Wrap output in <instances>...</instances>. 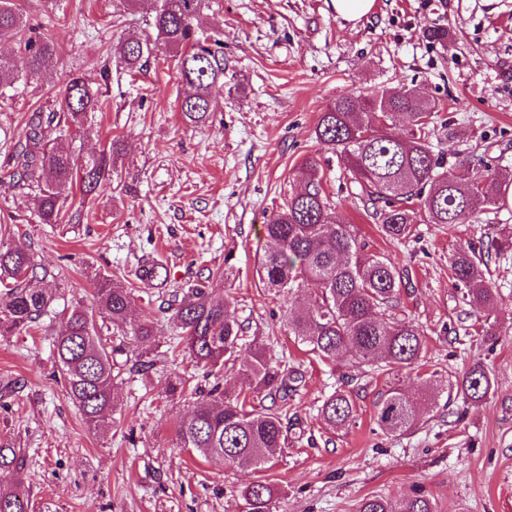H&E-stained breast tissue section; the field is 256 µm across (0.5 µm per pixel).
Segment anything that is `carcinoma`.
Returning <instances> with one entry per match:
<instances>
[{
  "mask_svg": "<svg viewBox=\"0 0 512 512\" xmlns=\"http://www.w3.org/2000/svg\"><path fill=\"white\" fill-rule=\"evenodd\" d=\"M152 13L156 40L174 53L180 81L189 92L180 102L183 117L206 122L220 107L215 90L224 85V51L198 35L193 21L205 0H124ZM25 25L13 0H0V41L22 34ZM26 67L42 73L54 66L50 42L25 41ZM129 68L142 65L151 54L149 39L129 38L121 45ZM19 80L12 58L0 54V90ZM98 90L83 78L72 76L61 92L59 111L37 113L24 133L25 143L15 157L10 180L18 186L39 189L41 223L57 224L63 217L66 192L77 185L83 197L99 193L109 174L110 147L89 153L78 161L50 148L61 126L76 127L88 112L102 110ZM403 114L409 118L406 134L391 131L389 121ZM432 109L412 90L382 89L363 98L336 97L321 113L316 139L338 153L352 181L375 209L377 230L386 238L402 241L414 231L417 218L427 224H468L480 203L496 207L505 201L512 174H488L461 162L450 168L427 142ZM302 188L288 197L283 209L267 219L264 229L272 247L258 261L257 273L265 288L283 291L314 288L313 311L299 309L288 317V331L324 362L347 357L361 367L383 371L410 368L425 349L421 329L413 321L390 313L400 303L408 283L387 258L365 253L366 244L354 225L340 219L326 200L317 163L305 159L299 167ZM453 278L464 286L463 300L473 309H484L493 300L475 250L462 247L451 260ZM137 277L153 283L166 281L163 264L152 258L141 262ZM0 279L10 285L0 292V334L20 335L47 315L52 299L41 287L36 267L22 248L0 243ZM93 295L100 317L116 328L130 326L139 351L140 367L152 366L150 355L158 347L155 325L139 323L131 314L128 289L112 279L94 283ZM166 311L179 329L178 344L195 366L221 370L240 362L239 373L248 390L231 393L220 384L198 392L190 416L179 421L177 446L187 448L216 465L248 464L262 471L285 444L282 416L288 398L296 391L298 373L271 365L263 344H251L241 355L243 327L227 311L224 299L213 294V283L204 280L171 295ZM53 351L66 382L68 398L79 408L91 430L102 426L112 408L114 379L112 353L97 334L94 315L76 306L53 339ZM492 388L489 373L473 364L455 384L464 401H479ZM265 393L268 405H254L249 392ZM352 396L338 390L325 399L321 414L330 426L345 425L352 418ZM420 399L392 387L376 403V423L385 435H403L421 421ZM23 457L15 448L0 447V469L21 471ZM275 490L257 480L241 491L248 512H271ZM29 500L21 486L0 487V512H28ZM358 512H433L421 494L390 502L377 496L362 500Z\"/></svg>",
  "mask_w": 512,
  "mask_h": 512,
  "instance_id": "obj_1",
  "label": "carcinoma"
}]
</instances>
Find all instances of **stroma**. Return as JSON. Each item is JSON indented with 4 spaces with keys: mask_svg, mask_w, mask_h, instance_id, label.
<instances>
[{
    "mask_svg": "<svg viewBox=\"0 0 512 512\" xmlns=\"http://www.w3.org/2000/svg\"><path fill=\"white\" fill-rule=\"evenodd\" d=\"M25 36L54 42L58 64L29 75L23 43H0L20 67L0 96V226L5 243L27 250L53 301L38 329L0 335V446L19 449L22 471L0 470V485L23 482L31 512H243L241 490L256 480L278 489L272 512H357L363 498L426 495L434 512H512V251L483 272L494 302L474 310L462 299L450 262L465 246L512 235V205L478 213L469 224H418L402 242L383 238L372 205L339 155L314 129L337 96L382 88L414 90L434 108L428 143L446 165L466 160L492 172L512 170V0H375L357 22L332 0H208L198 26L224 50L220 110L185 122L186 89L173 53L157 45L146 67H125L121 37H153L151 16L119 0H15ZM448 30L445 44L424 36ZM109 79H102L101 71ZM98 88L102 111L56 141L83 158L120 140L122 150L99 197L72 193L58 224L40 223L36 191L14 186L10 158L32 113L58 109L74 75ZM315 159L326 196L367 244L391 259L411 286L399 310L425 334L420 370L372 372L348 360L325 363L288 333L291 308L313 291L264 288L257 262L268 249L264 224ZM170 271L164 284L136 276L142 256ZM231 267L216 291L274 360L302 381L283 420L287 440L263 471L211 465L177 447L176 425L193 409L190 392L169 395V380L193 370L173 354L177 332L161 307L173 291ZM106 276L131 290L136 319L162 330L153 365L135 369L131 335L98 322L112 351L114 403L103 427L88 429L66 395L52 341L75 306L90 307L93 282ZM489 372L491 393L449 400L474 364ZM348 387L356 416L341 428L320 417L336 388ZM435 402L411 432L378 429L375 404L390 387Z\"/></svg>",
    "mask_w": 512,
    "mask_h": 512,
    "instance_id": "1",
    "label": "stroma"
}]
</instances>
